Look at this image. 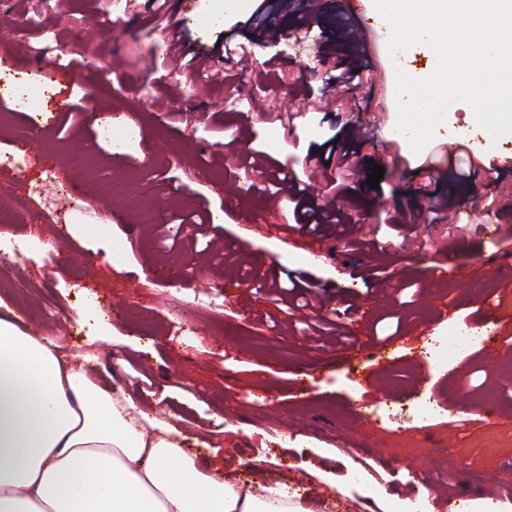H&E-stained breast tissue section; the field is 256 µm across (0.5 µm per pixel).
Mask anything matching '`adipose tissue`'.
Returning a JSON list of instances; mask_svg holds the SVG:
<instances>
[{"mask_svg":"<svg viewBox=\"0 0 512 512\" xmlns=\"http://www.w3.org/2000/svg\"><path fill=\"white\" fill-rule=\"evenodd\" d=\"M170 419L0 317V512H309L199 466Z\"/></svg>","mask_w":512,"mask_h":512,"instance_id":"ef3b65f1","label":"adipose tissue"}]
</instances>
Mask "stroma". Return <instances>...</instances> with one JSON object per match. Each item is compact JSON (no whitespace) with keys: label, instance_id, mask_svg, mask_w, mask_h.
Instances as JSON below:
<instances>
[{"label":"stroma","instance_id":"1","mask_svg":"<svg viewBox=\"0 0 512 512\" xmlns=\"http://www.w3.org/2000/svg\"><path fill=\"white\" fill-rule=\"evenodd\" d=\"M221 6L169 0L153 14L144 0H0V20L21 25L0 27V53L10 54L17 75L38 68L58 87L30 111L0 109V152L21 149L26 158L24 178L0 167V201L21 211L17 224L0 227V243L30 245L20 263L0 265V315L13 310L27 331L72 353L93 352L104 381L123 386L138 407L177 415L201 467L256 488L291 486L310 512H352L344 482L360 464L376 471L384 491L368 512H393L398 497L424 486L423 472L429 512H468L483 499L512 512V499L502 498L512 465V170L467 182L446 168L420 170L408 142L384 144L370 127V71L356 102L332 106L322 72L364 57L343 0H283L264 32L238 16L213 25ZM92 15L100 23L86 27ZM232 26L236 78H226L221 59L203 74L172 66L173 36L193 54ZM16 77L7 90H16ZM84 95L94 110L73 121L70 109ZM109 115L141 125L132 160H114L95 139L98 119ZM26 128L40 134L25 144ZM328 140L357 152L364 174L382 166L378 188L363 183L338 197L351 223L325 225L313 238L298 228L270 232L284 221L269 197L274 180L249 157L264 153L298 174L307 150ZM101 176L128 192L105 195ZM62 190L77 206L60 225L51 205ZM486 194L498 202L491 219L480 208ZM434 195L454 200L460 226L395 232L400 211L428 206ZM147 196L157 224L169 228L195 213L212 217L236 197L211 235L243 254L245 269L225 268L203 244L172 248L157 224L138 221ZM490 221L491 236L483 230ZM362 234L393 244L385 253L349 251L348 240ZM481 261L490 271L478 277ZM437 263L451 271L438 282L429 277ZM292 271L331 301L357 350L315 343L284 313L269 327L271 304L254 283ZM400 280L418 291L395 315L390 287ZM181 308L192 315L185 339L173 333ZM463 321L499 334V343L460 353L420 384L414 363ZM365 373L367 385L351 393L348 377ZM431 393L443 414L394 421ZM383 403L392 418L374 416Z\"/></svg>","mask_w":512,"mask_h":512}]
</instances>
